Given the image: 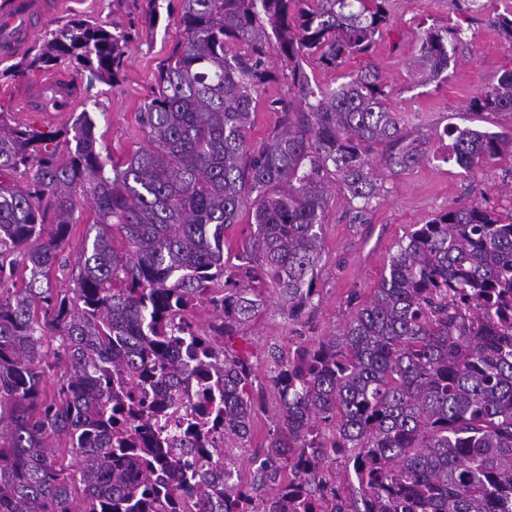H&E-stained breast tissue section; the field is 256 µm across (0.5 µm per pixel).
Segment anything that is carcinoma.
Masks as SVG:
<instances>
[{"instance_id": "1", "label": "carcinoma", "mask_w": 512, "mask_h": 512, "mask_svg": "<svg viewBox=\"0 0 512 512\" xmlns=\"http://www.w3.org/2000/svg\"><path fill=\"white\" fill-rule=\"evenodd\" d=\"M385 4L180 0L183 39L140 108L147 145L124 161L102 154L87 111L45 131L0 112V512H512V209L412 225L339 329L275 361L281 411L252 460L266 497L235 479L224 449L154 424L197 375L215 403L202 424L226 446L250 433L256 367L213 337L246 335L266 297L228 272L229 226L248 214L250 279L303 327L329 180L365 209L380 194L372 149L392 173L424 159L375 71L314 87L303 66L369 53ZM460 33L424 31L430 72L448 68ZM133 40L76 18L20 68L63 60L116 86ZM281 78L295 95L270 102L278 120L254 145L255 104ZM469 110L512 112V68ZM453 150L467 167L512 158V133L465 131ZM80 200L93 222L65 257ZM59 272L75 287H53ZM203 305L208 331L189 320ZM149 387L163 400H145ZM328 457L350 496L326 477Z\"/></svg>"}]
</instances>
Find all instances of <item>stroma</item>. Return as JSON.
Listing matches in <instances>:
<instances>
[{"instance_id": "obj_1", "label": "stroma", "mask_w": 512, "mask_h": 512, "mask_svg": "<svg viewBox=\"0 0 512 512\" xmlns=\"http://www.w3.org/2000/svg\"><path fill=\"white\" fill-rule=\"evenodd\" d=\"M154 28L143 23L145 0H64L54 11L32 21V31L15 53L0 59V112L11 119L45 130L65 124L67 115H53L31 107L37 87L56 77V70L20 72L24 57L38 53L46 34L83 17L121 21L136 33L119 86L89 72H72L74 111H88L96 123L100 143L114 159H123L145 143L138 124L141 105L152 94L159 63L181 40L178 0H165ZM390 24L369 55H355L335 69L314 65L306 71L311 82L336 86L349 75L370 67L382 79L394 112L412 137L424 143L427 154L414 168L400 174L383 172L380 195L365 211L354 209L339 192L328 198L322 234L319 294L308 327L291 324L287 315L268 307L247 326L238 351L248 353L259 376L273 368L274 356H288L301 342H312L339 327L350 312L353 289L373 288L389 253L412 225L424 224L437 214L480 201L491 207L512 204V165L494 160L482 167L464 168L453 156V129L487 132L512 130V112L475 114L470 100L495 84L512 67V37L500 32L496 14L512 11V0H388ZM461 25L458 40L448 44V67L429 76L419 56L425 29ZM280 402L265 391L262 408L253 415L247 439L231 450L241 481L253 483V457L260 453L279 416Z\"/></svg>"}]
</instances>
